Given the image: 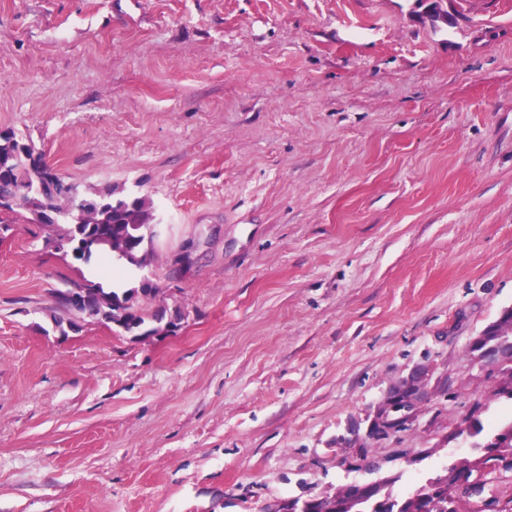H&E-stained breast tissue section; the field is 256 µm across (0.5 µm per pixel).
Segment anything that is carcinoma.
Masks as SVG:
<instances>
[{
    "label": "carcinoma",
    "instance_id": "cac0c4a2",
    "mask_svg": "<svg viewBox=\"0 0 512 512\" xmlns=\"http://www.w3.org/2000/svg\"><path fill=\"white\" fill-rule=\"evenodd\" d=\"M28 149L42 156L34 144L19 137L14 131L0 133V156L18 149ZM5 192L13 193L16 201L0 206V213L20 214L33 224L42 223L44 205L53 209L54 221L44 225L47 242L55 249L71 255L85 264L103 256H113L128 265L145 266L148 245L155 237L152 221V203L146 197H117L114 189L79 196L91 202L83 211L76 209L71 188L46 182L39 171L24 164L17 168ZM88 309L81 314L112 323L134 336L157 334L162 326H170L181 312L167 313L159 308L151 314L144 312L140 298L155 296L157 288L148 282L139 288L122 293L105 292L103 288L87 285ZM489 348L500 354L490 366L488 376L497 378L494 395L512 400V315L500 318L485 331L481 348L471 349L478 355ZM483 405L476 402L465 423L471 436L482 434L484 426L479 419ZM512 456V420L497 424L482 445V454L472 460L454 464L444 473L429 479L406 497L382 493L378 489L367 497H356L345 490L339 494H325L310 499L309 512H458L460 494L459 475L482 472L483 476L496 471L512 472L508 458ZM476 512H512V498L502 501L491 497L482 502Z\"/></svg>",
    "mask_w": 512,
    "mask_h": 512
}]
</instances>
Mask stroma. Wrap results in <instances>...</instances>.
Here are the masks:
<instances>
[{"label":"stroma","instance_id":"1","mask_svg":"<svg viewBox=\"0 0 512 512\" xmlns=\"http://www.w3.org/2000/svg\"><path fill=\"white\" fill-rule=\"evenodd\" d=\"M0 0V130L153 202L135 337L111 278L0 234V512H278L406 495L512 417L470 342L512 308V0ZM427 373L415 425L345 444ZM81 288V289H79ZM88 293L89 310H83L74 315H87L95 317L104 323H112L118 326L124 332L133 336H151L157 334L165 325L167 331L173 324V319H180L181 312L175 310L169 316L167 309H156L152 314L144 312L140 297H154L157 288L149 282H143L140 288H129L122 292L121 296L116 291L105 292L103 288L95 285H86L85 287L73 288L59 300L67 308L80 310L85 301L83 290ZM152 326L147 328V324Z\"/></svg>","mask_w":512,"mask_h":512}]
</instances>
